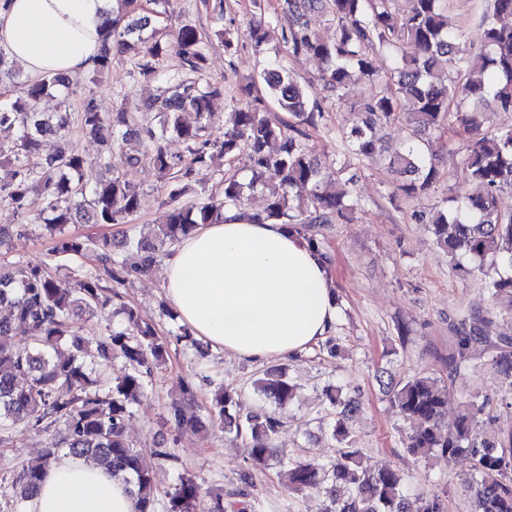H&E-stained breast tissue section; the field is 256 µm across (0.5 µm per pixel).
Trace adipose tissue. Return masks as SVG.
Wrapping results in <instances>:
<instances>
[{"instance_id":"obj_1","label":"adipose tissue","mask_w":512,"mask_h":512,"mask_svg":"<svg viewBox=\"0 0 512 512\" xmlns=\"http://www.w3.org/2000/svg\"><path fill=\"white\" fill-rule=\"evenodd\" d=\"M114 0H0V48L33 75L89 72ZM163 290L179 321L204 342L265 361L296 355L336 323L330 266L287 225L232 209L163 259ZM29 512H137L123 477L61 456Z\"/></svg>"}]
</instances>
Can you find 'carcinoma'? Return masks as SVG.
Returning <instances> with one entry per match:
<instances>
[{"label":"carcinoma","instance_id":"carcinoma-1","mask_svg":"<svg viewBox=\"0 0 512 512\" xmlns=\"http://www.w3.org/2000/svg\"><path fill=\"white\" fill-rule=\"evenodd\" d=\"M293 18L289 43L294 53L310 54L324 63L323 90L336 101L354 80L374 88L357 105L364 114L362 125L345 134L357 160L375 162L382 157L376 128L405 120L419 140L406 144L390 158L388 168L414 179L398 186L410 197L436 183L439 171L429 157L423 136L432 135L447 123L451 112L466 136L463 164L471 180L483 186L478 195L457 193L450 206L430 218L436 245L452 258L476 262L471 272L484 276L489 297H512V211L498 204L499 194L512 191V125L494 132L483 129L482 110L493 107L512 112V0H492L484 14L482 51L471 53L462 35L448 27L446 0H286ZM323 13L336 21V34L323 40L309 27L308 17ZM145 15L122 8L112 9V26L91 70L101 76L112 67L113 51L132 50L139 55L140 74L161 83L159 94L141 106L143 112H160V127L141 125L135 132L141 150L121 152L130 142V117L119 109L107 116L92 98L84 100L76 115L81 133L106 146L103 165L112 169V156L134 166L147 159L168 190L167 223L154 238L129 241L140 263L127 266L112 257L109 242L71 235L66 226L81 216L91 224H124L140 207V192L118 174L86 188L82 180L83 157L70 140L68 117L53 122L37 111L38 102L53 91L70 89L73 80L47 73L16 86V98L0 105V127L17 126L21 136L11 145L0 144V165L9 167V179L0 184V195L29 223L40 226L54 242L52 255L62 264L80 259L90 268L70 280L50 272L42 264H28L15 276L17 262L7 258L12 227L0 225V305L10 308V317L0 320V442L10 440L15 425L55 433L42 450V462L25 469L13 484V497L22 503L37 491L46 464L60 451L83 457L133 478L139 500L138 512H156L153 468L145 464L126 439V421L132 405L145 395V377L164 360L165 343L148 325L139 322L130 308L122 309L125 327L104 339L78 336L75 318L101 311L118 296L108 283L123 284L128 277L147 271L200 224L224 222V209L245 204V184L236 176L224 178L220 196L200 194L189 203L183 179L193 168L208 167L217 158H227L241 149L249 151L255 173L252 183L263 177L273 180L268 188L265 219L288 224L318 248L324 242L314 229L343 219L349 192L341 182L342 169L323 167L302 144L304 132L290 122L270 121L262 101L243 91L230 112L231 127L212 131L204 124L192 128L182 113L194 112L201 120L210 117V103L224 93L217 83L201 84L195 75L206 65L205 43L198 30L188 24L174 33L152 31ZM413 46L415 54L394 60L386 79H381L375 52L380 48ZM168 51L182 60L183 70L161 72L155 61ZM277 109L308 125L315 124L318 104H310L306 88L286 71L270 68L260 75ZM51 133L60 141L59 150L41 154V137ZM175 133L187 145L189 159L173 156L166 147L167 134ZM272 141L277 151L268 150ZM309 188L307 201L293 203L292 189ZM486 311L473 309L456 329L454 364L471 358L475 341L485 339L482 325ZM39 331L29 336V329ZM122 356L127 372L109 386L99 388L92 377L94 364ZM493 365L512 375V339H501ZM29 382L21 386L18 379ZM258 389L278 405L298 397V387L278 368L266 369L256 380ZM448 390L437 379L412 375L396 387L393 401L401 416L418 422L403 445L420 459L433 455L466 456L471 463L468 480L474 512H512V430L490 434L491 402L474 397L462 405L454 423L443 430ZM332 438L340 444L333 460L321 463L296 460L285 477L296 494L314 490L325 482L349 488L348 495L334 499L328 512H444L437 495H421L409 501L403 479L391 467H368L354 446L349 419L359 409L354 398L343 399L337 388L326 390ZM211 416L224 431L245 440L249 459L257 468L267 465L276 449L272 438L282 425L274 414L247 410L241 392L227 385L214 395ZM199 487L183 477L169 497L166 512H195Z\"/></svg>","mask_w":512,"mask_h":512}]
</instances>
